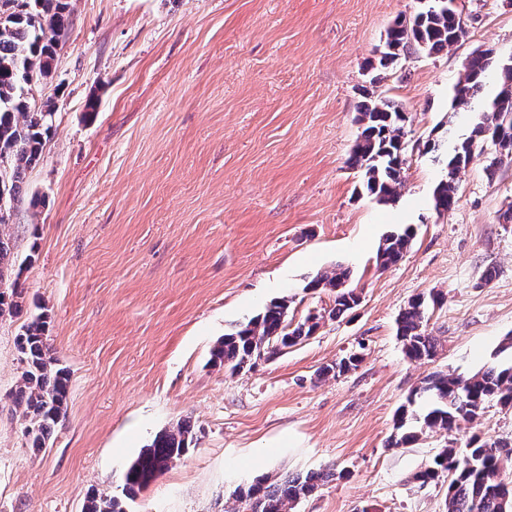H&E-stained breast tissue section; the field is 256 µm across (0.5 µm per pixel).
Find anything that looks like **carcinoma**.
Here are the masks:
<instances>
[{"mask_svg":"<svg viewBox=\"0 0 512 512\" xmlns=\"http://www.w3.org/2000/svg\"><path fill=\"white\" fill-rule=\"evenodd\" d=\"M70 27L69 0H0V194L16 208L23 202L27 171L41 160L52 131L51 106L37 105L29 80L40 82L52 77L59 43ZM468 29L463 10H452L438 0H425L416 18L400 17L387 32L380 65L386 69L399 58L448 51L466 40ZM497 79V90L482 98L488 75ZM450 108L477 105L470 134L448 151L444 175L432 191L433 209L438 214L452 210L458 200V174L484 152L497 147L500 137L508 138L504 158L512 160V56H477L464 65L449 96ZM407 113L398 103L367 92L360 105L357 122L362 131L349 163L362 171L363 188L388 206L396 203L402 186L403 165L408 142ZM0 223V286L6 271L15 265L10 236ZM414 236L412 225L386 235L377 261L386 268L400 261ZM345 270L317 274L311 289L327 288L335 293L329 317L339 318L358 306L360 297L347 286ZM23 289L12 282L0 292V319L21 312ZM428 301L418 296L408 302L397 319V336L410 360L432 359L438 339L427 330ZM288 300L267 305L264 311L233 332L224 335L211 351V363L232 373L252 369L264 357L270 358L313 335L319 318L307 316L297 323L288 319ZM49 316L33 315L17 336L22 364L21 379L13 394L23 434L31 448L47 447L55 428L66 414L68 371L52 352L46 332ZM509 358L494 367L468 377L434 372L424 385L411 391L407 404L396 419L397 433L391 445L398 448L416 440L425 429L456 430L461 423L475 419L485 403L495 401L512 408V334L506 336L499 353ZM352 355L324 366L320 374L336 375L356 366ZM194 442L193 427L183 420L159 432L129 465L121 492L93 490L84 512H126L124 501L134 500L170 465L186 455ZM512 460V445L472 437L466 448L450 446L440 450L432 465L416 474L423 483L448 479L446 512H512V480L502 473L503 461ZM334 469L288 475L278 480L269 476L256 479L235 492L245 512H295L299 501L333 480Z\"/></svg>","mask_w":512,"mask_h":512,"instance_id":"1","label":"carcinoma"}]
</instances>
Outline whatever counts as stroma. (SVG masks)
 I'll return each instance as SVG.
<instances>
[{"mask_svg":"<svg viewBox=\"0 0 512 512\" xmlns=\"http://www.w3.org/2000/svg\"><path fill=\"white\" fill-rule=\"evenodd\" d=\"M460 46L375 67L386 30L416 0H70L51 79L54 131L7 229L22 260L21 312L0 320V512H82L116 490L154 436L191 420L196 444L127 512H239L258 475L334 466L295 512H445L447 481L414 476L472 436L512 444V408L491 401L458 430L391 447L398 408L434 371L499 363L512 333V162L488 150L437 214L442 165L415 144L450 145L473 113L448 95L469 54L512 52V0H464ZM402 105L414 146L395 204L361 190L347 159L365 88ZM94 119L84 117L88 101ZM414 225L404 258L376 262L383 238ZM346 268L361 302L343 318L308 290ZM437 294L430 360H408L396 318ZM321 316L313 336L250 370L211 366L213 346L271 301ZM70 373L47 448H29L11 394L16 336L36 307ZM355 369L320 377L351 353Z\"/></svg>","mask_w":512,"mask_h":512,"instance_id":"obj_1","label":"stroma"}]
</instances>
